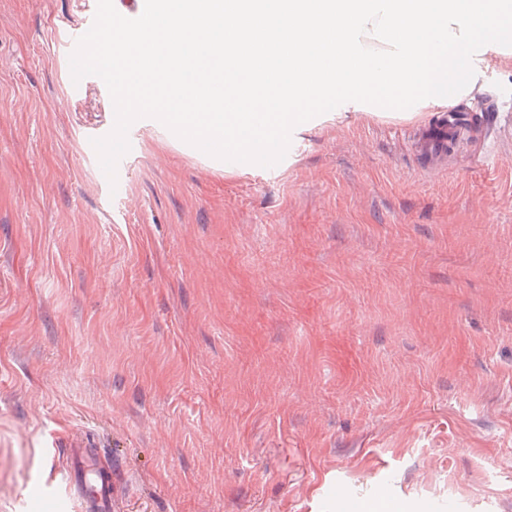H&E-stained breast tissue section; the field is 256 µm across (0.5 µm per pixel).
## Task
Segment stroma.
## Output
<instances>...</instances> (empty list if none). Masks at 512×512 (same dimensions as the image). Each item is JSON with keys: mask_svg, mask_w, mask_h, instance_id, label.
<instances>
[{"mask_svg": "<svg viewBox=\"0 0 512 512\" xmlns=\"http://www.w3.org/2000/svg\"><path fill=\"white\" fill-rule=\"evenodd\" d=\"M0 0V512L88 435L125 512H512V130L431 174L388 112L274 172L151 118L111 189L104 81Z\"/></svg>", "mask_w": 512, "mask_h": 512, "instance_id": "1", "label": "stroma"}]
</instances>
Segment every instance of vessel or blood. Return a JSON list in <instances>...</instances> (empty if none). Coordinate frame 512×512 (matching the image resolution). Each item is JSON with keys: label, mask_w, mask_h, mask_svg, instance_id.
Here are the masks:
<instances>
[{"label": "vessel or blood", "mask_w": 512, "mask_h": 512, "mask_svg": "<svg viewBox=\"0 0 512 512\" xmlns=\"http://www.w3.org/2000/svg\"><path fill=\"white\" fill-rule=\"evenodd\" d=\"M405 137L411 151L432 172L444 169L449 148L468 150L469 136L454 110L440 113L428 126L409 129ZM66 457L67 493L80 501L82 512H120L112 492V470L100 466L95 442L85 436L73 438Z\"/></svg>", "instance_id": "obj_1"}]
</instances>
